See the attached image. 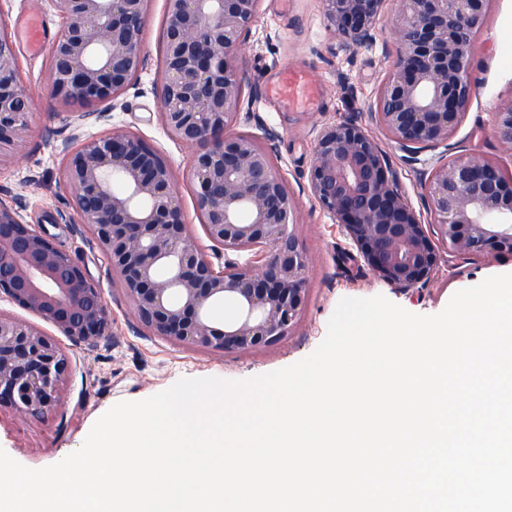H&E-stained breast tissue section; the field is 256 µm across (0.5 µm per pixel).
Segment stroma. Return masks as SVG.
<instances>
[{
  "instance_id": "stroma-1",
  "label": "stroma",
  "mask_w": 512,
  "mask_h": 512,
  "mask_svg": "<svg viewBox=\"0 0 512 512\" xmlns=\"http://www.w3.org/2000/svg\"><path fill=\"white\" fill-rule=\"evenodd\" d=\"M290 3L284 12L279 0H261L249 39L232 65L246 87L237 132L258 138L267 128L277 133L267 147L297 203L300 240L310 258L308 296L291 336L249 353H224L176 346L137 323L108 254L72 210L70 193L60 178L64 142L76 146L113 132L137 135L170 161L186 221L200 249L211 253L187 175L193 150L171 139L157 118L164 0H150L148 5L143 70L114 101L111 112L97 120L84 118L82 106L64 111L56 105L47 80L49 55L30 52L17 27L20 18L34 12L27 0H0V22L16 44L22 87L32 103L25 143L15 156L0 163V205L17 209L26 223L41 225L83 265L110 314L108 336L91 345L78 344L50 322L0 298V311L42 328L63 348L71 365L69 383L45 418L25 419L11 407H0V449L20 464L40 469L61 461L83 445L94 423L113 405L146 399L181 378L246 380L296 363L322 342L328 320L343 298L381 295L411 313L434 315L458 290L492 275L512 273V253L469 257L444 249L428 283L397 287L371 270L308 187L321 128L357 122L383 150L402 194L428 224L433 242H440L423 188L424 172L448 155L466 152L487 154L505 171H512V152L499 146L494 132L496 112L512 103V0L488 4L470 52L475 92L454 138L422 149L415 163L374 118L380 87L399 54L393 25L396 0H385L375 39L362 47L349 46L334 34L322 0ZM290 62L308 67L322 84L319 110L293 111L268 97V84Z\"/></svg>"
}]
</instances>
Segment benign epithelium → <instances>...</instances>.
Returning a JSON list of instances; mask_svg holds the SVG:
<instances>
[{"mask_svg": "<svg viewBox=\"0 0 512 512\" xmlns=\"http://www.w3.org/2000/svg\"><path fill=\"white\" fill-rule=\"evenodd\" d=\"M51 2L65 27L51 50V95L64 110L86 104L98 119L143 69L149 0ZM165 53L158 117L165 132L196 148L189 169L206 236L224 263L197 246L170 162L134 135L62 146L71 207L106 251L135 319L192 349L248 352L290 336L307 294L308 257L296 205L270 152L230 132L244 84L232 57L247 41L260 0H165ZM334 31L373 42L384 0H322ZM487 0H398L396 71L375 117L417 161L418 149L448 142L472 97L469 50ZM30 106L11 37L0 35V162L29 132ZM499 142L512 148V103L496 113ZM309 190L383 280L425 284L438 253L378 143L353 121L323 127ZM424 189L448 249L483 255L512 248V176L472 152L436 165ZM0 295L78 342L107 335L109 312L84 268L42 229L0 206ZM230 313L218 320L221 309ZM70 362L40 328L0 313V403L40 418L56 405Z\"/></svg>", "mask_w": 512, "mask_h": 512, "instance_id": "obj_1", "label": "benign epithelium"}]
</instances>
